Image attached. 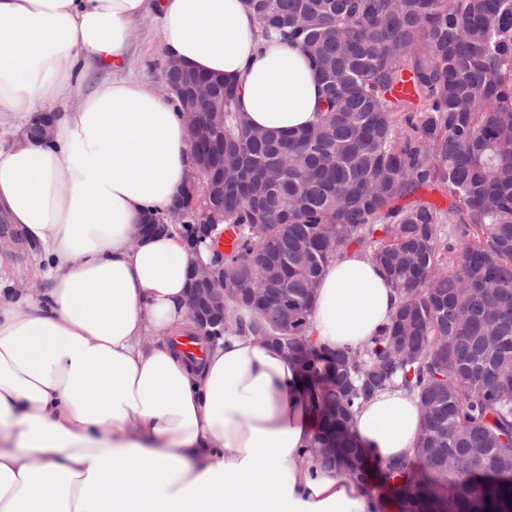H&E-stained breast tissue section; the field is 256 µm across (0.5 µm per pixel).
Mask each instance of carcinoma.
Instances as JSON below:
<instances>
[{"mask_svg": "<svg viewBox=\"0 0 512 512\" xmlns=\"http://www.w3.org/2000/svg\"><path fill=\"white\" fill-rule=\"evenodd\" d=\"M266 30L300 41L324 93L310 133L246 124L226 84L215 104L234 231L224 327L295 350L320 428L311 452L373 485L356 409L396 380L425 425L414 458L379 469L399 512H512V0H248ZM412 82L422 108L394 95ZM448 207L404 200L421 188ZM355 248L399 304L364 349L307 336L327 263ZM247 310L244 318L239 311Z\"/></svg>", "mask_w": 512, "mask_h": 512, "instance_id": "obj_1", "label": "carcinoma"}]
</instances>
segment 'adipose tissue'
Listing matches in <instances>:
<instances>
[{"mask_svg": "<svg viewBox=\"0 0 512 512\" xmlns=\"http://www.w3.org/2000/svg\"><path fill=\"white\" fill-rule=\"evenodd\" d=\"M148 15L167 56L233 83L270 136L323 107L305 53L246 0H0V212L45 263L40 291L0 299V512H369L364 487L309 454L318 419L294 362L231 331L199 360L170 344L192 328L190 264L210 254L139 229L192 168L175 96L123 73ZM97 68L112 80L66 106ZM38 112L55 115L52 143L24 134ZM397 304L348 250L321 276L308 335L365 347ZM423 425L416 396L390 387L352 431L378 466L411 457Z\"/></svg>", "mask_w": 512, "mask_h": 512, "instance_id": "ef3b65f1", "label": "adipose tissue"}]
</instances>
